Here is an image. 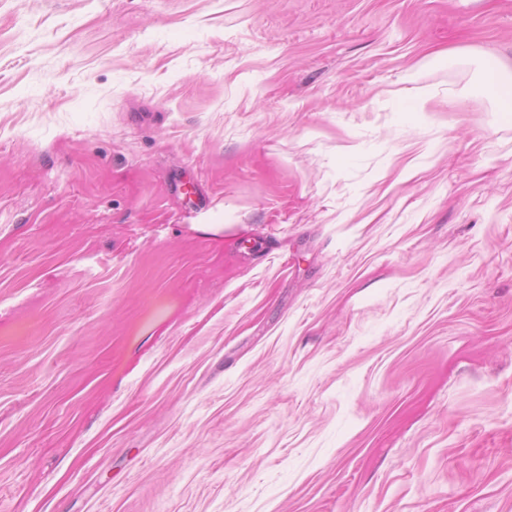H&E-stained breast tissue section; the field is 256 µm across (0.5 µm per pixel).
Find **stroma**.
I'll use <instances>...</instances> for the list:
<instances>
[{
    "label": "stroma",
    "mask_w": 512,
    "mask_h": 512,
    "mask_svg": "<svg viewBox=\"0 0 512 512\" xmlns=\"http://www.w3.org/2000/svg\"><path fill=\"white\" fill-rule=\"evenodd\" d=\"M512 0H0V512H512Z\"/></svg>",
    "instance_id": "1"
}]
</instances>
